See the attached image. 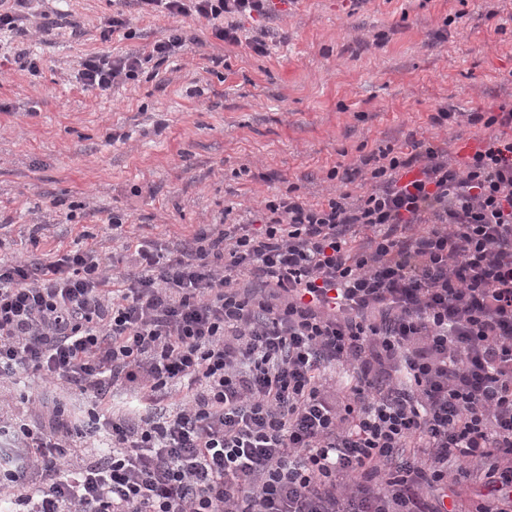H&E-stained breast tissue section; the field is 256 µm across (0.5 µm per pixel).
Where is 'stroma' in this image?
Instances as JSON below:
<instances>
[{"instance_id": "obj_1", "label": "stroma", "mask_w": 512, "mask_h": 512, "mask_svg": "<svg viewBox=\"0 0 512 512\" xmlns=\"http://www.w3.org/2000/svg\"><path fill=\"white\" fill-rule=\"evenodd\" d=\"M44 9L24 34L0 35L5 260L48 262L79 243L116 253L126 238L172 247L197 225L256 219L291 186L309 206L354 202L372 188L362 156L415 138L462 165L484 130L432 115L512 100V0H282L241 22L264 35V55L134 0L130 39L105 27L112 0ZM174 27L190 43L136 80L104 95L77 80L88 56L148 55Z\"/></svg>"}]
</instances>
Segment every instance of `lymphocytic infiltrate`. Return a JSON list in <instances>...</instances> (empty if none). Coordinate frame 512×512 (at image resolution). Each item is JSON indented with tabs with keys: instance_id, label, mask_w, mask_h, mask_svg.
<instances>
[{
	"instance_id": "1",
	"label": "lymphocytic infiltrate",
	"mask_w": 512,
	"mask_h": 512,
	"mask_svg": "<svg viewBox=\"0 0 512 512\" xmlns=\"http://www.w3.org/2000/svg\"><path fill=\"white\" fill-rule=\"evenodd\" d=\"M136 4L228 44L270 11ZM141 67L77 77L105 92ZM433 121L490 134L460 168L423 141L381 150L354 205L285 193L173 250L0 260V384L23 370L144 405L60 402L44 429L0 405L6 512H512V103Z\"/></svg>"
}]
</instances>
